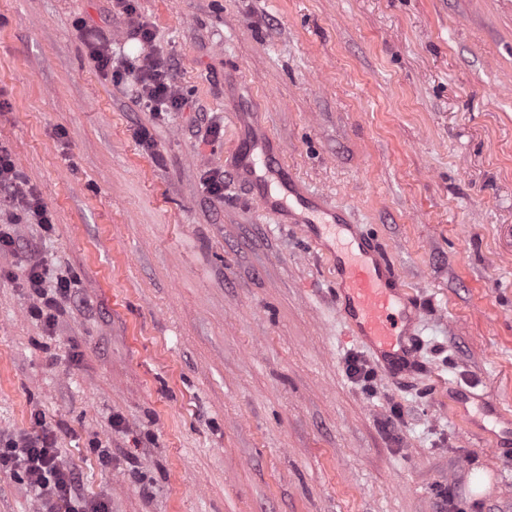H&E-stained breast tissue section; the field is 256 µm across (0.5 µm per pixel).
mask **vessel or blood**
Wrapping results in <instances>:
<instances>
[{
    "label": "vessel or blood",
    "mask_w": 512,
    "mask_h": 512,
    "mask_svg": "<svg viewBox=\"0 0 512 512\" xmlns=\"http://www.w3.org/2000/svg\"><path fill=\"white\" fill-rule=\"evenodd\" d=\"M237 122L248 146L234 154V171L258 207L280 211L286 223L299 226L311 241L317 238L316 226L324 214L346 229L340 213H329L325 199L306 194L282 166L273 139L252 113H239ZM327 255L335 271L337 309L375 370L394 382L418 373L421 307L388 250L355 231L343 249L328 250Z\"/></svg>",
    "instance_id": "b4317fda"
}]
</instances>
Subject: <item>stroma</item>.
<instances>
[{
    "mask_svg": "<svg viewBox=\"0 0 512 512\" xmlns=\"http://www.w3.org/2000/svg\"><path fill=\"white\" fill-rule=\"evenodd\" d=\"M135 5L199 113L99 69L78 20L141 50L114 0H0V145L52 216L0 229L72 291L46 326L29 253L0 251V438L42 414L109 512H512L479 409L512 416V0ZM242 110L389 250L423 309L407 383L347 375L330 264L229 164ZM38 510L0 468V512Z\"/></svg>",
    "mask_w": 512,
    "mask_h": 512,
    "instance_id": "stroma-1",
    "label": "stroma"
}]
</instances>
